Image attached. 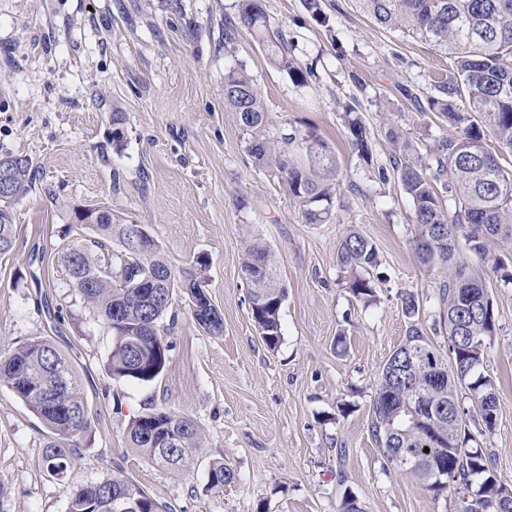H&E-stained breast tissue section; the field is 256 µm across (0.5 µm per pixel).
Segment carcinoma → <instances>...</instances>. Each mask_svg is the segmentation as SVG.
Wrapping results in <instances>:
<instances>
[{
  "mask_svg": "<svg viewBox=\"0 0 512 512\" xmlns=\"http://www.w3.org/2000/svg\"><path fill=\"white\" fill-rule=\"evenodd\" d=\"M236 22L224 42L246 31L289 74L303 77L288 55V41L271 30L260 0H239ZM378 24L407 31L430 43L452 63L448 74L431 83L428 110L439 113L454 129L430 152V161L407 152L395 156L393 170L413 203L417 252L421 262L444 277L442 301L448 312V351H443L412 324L390 359L401 371L381 372L372 404V435L387 458L398 453L409 460V473L436 496L471 492L462 512H512L504 505V483L491 467V452L476 444V436L493 430L497 419L498 388L486 373L495 323L492 303L471 292L482 277L467 255L484 264L496 262L489 245L512 243V171L484 146L485 132L512 153V0H358ZM224 100L253 132L248 153L258 166H276L288 192L300 200L308 224L327 218L336 194V161L311 132L283 138L284 152L265 134L268 118L261 94L244 73L224 78ZM351 145L366 161L372 147L357 119L348 122ZM6 171L10 203H0V255L14 246L12 204L33 186L32 165L22 156L0 157ZM133 223L107 211L104 222L87 226L88 238L65 243L60 258L71 285L86 306L112 333L107 369L112 377L151 382L166 367L170 345L159 332L160 321L174 294L187 295L196 323L219 336L224 320L206 290L208 262L202 258L175 272L156 242L140 248L127 242ZM242 263L249 287L251 315L266 346L281 341L280 311L287 296L269 246L259 238L246 242ZM337 264L354 277V296L370 303L375 288L367 277L378 264L376 246L352 232L342 242ZM470 325L460 338L459 323ZM68 369V386L55 401L42 395L53 366ZM0 387L13 392L50 431L44 461L54 476L66 471V461L80 436L90 428L78 372L66 355L48 339L25 343L0 353ZM467 399L476 432L466 425L467 412L448 416V407ZM416 400L428 424L417 427L405 413ZM174 433L175 442L160 447L158 436ZM130 448L153 465L185 473L198 462L205 435L185 413L151 408L133 414L125 431ZM429 452H424V448ZM236 474L221 460L210 463L206 489H221ZM66 512H112V501L132 499L137 512H163V506L134 480L121 474L66 490Z\"/></svg>",
  "mask_w": 512,
  "mask_h": 512,
  "instance_id": "carcinoma-1",
  "label": "carcinoma"
}]
</instances>
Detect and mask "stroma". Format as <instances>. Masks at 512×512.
Returning <instances> with one entry per match:
<instances>
[{
  "mask_svg": "<svg viewBox=\"0 0 512 512\" xmlns=\"http://www.w3.org/2000/svg\"><path fill=\"white\" fill-rule=\"evenodd\" d=\"M288 41L305 81L271 63L250 35L225 43L238 0H0V156L29 158L33 190L15 205V244L0 256V352L48 337L72 357L91 428L68 459L75 484L116 473L167 512H339L353 493L365 512H459L460 495L434 497L394 466L371 432L382 367L419 323L448 347L442 279L416 251L413 204L393 174L392 136L420 155L452 129L427 111L429 77L448 58L377 25L355 0H260ZM248 73L268 112L267 135L314 133L335 156L331 216L306 223L276 168L256 166L250 131L224 101V78ZM126 116L112 143L113 113ZM358 119L371 160L350 143ZM100 207L146 225L174 270L210 262L206 289L224 332H204L184 294L160 333L163 373L140 383L105 369L112 334L85 308L58 255L63 232L85 233L75 208ZM376 246V300L349 288L336 263L351 231ZM270 247L287 289L282 338L268 349L241 272L244 242ZM486 269L496 331L486 371L498 386L494 430L482 438L497 476L512 486V247L492 244ZM420 309L407 317L403 294ZM346 347L337 350L336 336ZM168 408L193 418L206 442L198 464L173 474L127 447L132 414ZM49 432L0 388V512H65V482L44 463ZM221 459L236 482L207 489Z\"/></svg>",
  "mask_w": 512,
  "mask_h": 512,
  "instance_id": "obj_1",
  "label": "stroma"
}]
</instances>
